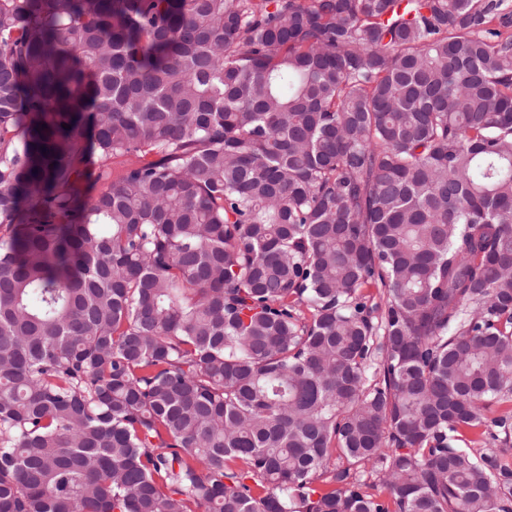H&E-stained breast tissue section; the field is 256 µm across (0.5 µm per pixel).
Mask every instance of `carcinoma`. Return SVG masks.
Here are the masks:
<instances>
[{
    "label": "carcinoma",
    "mask_w": 512,
    "mask_h": 512,
    "mask_svg": "<svg viewBox=\"0 0 512 512\" xmlns=\"http://www.w3.org/2000/svg\"><path fill=\"white\" fill-rule=\"evenodd\" d=\"M509 27L0 0V512H512Z\"/></svg>",
    "instance_id": "obj_1"
}]
</instances>
